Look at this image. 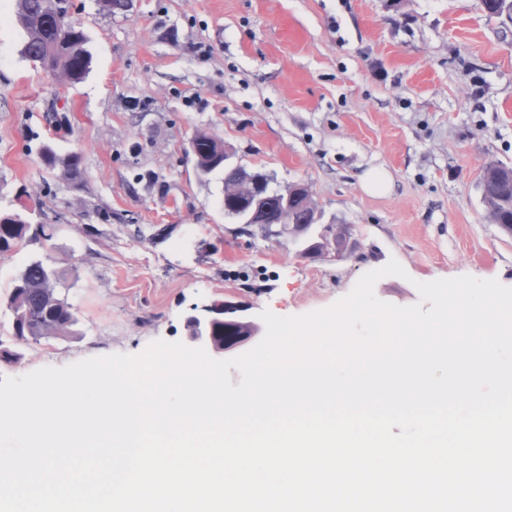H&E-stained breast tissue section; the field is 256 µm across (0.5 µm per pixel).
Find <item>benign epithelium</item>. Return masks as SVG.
Masks as SVG:
<instances>
[{"instance_id": "benign-epithelium-1", "label": "benign epithelium", "mask_w": 512, "mask_h": 512, "mask_svg": "<svg viewBox=\"0 0 512 512\" xmlns=\"http://www.w3.org/2000/svg\"><path fill=\"white\" fill-rule=\"evenodd\" d=\"M69 14L68 0H52L49 5L47 19L51 23H62L67 21ZM246 180L256 191L250 197L249 208H244V203L224 207V212L235 215L244 224L252 222L250 211H256L265 208L267 196L257 191V188L263 185V180L254 174H249ZM308 188L304 184L297 183L287 191L279 194L281 197L280 220L278 224L271 225L261 229L262 235L268 239L288 238V242L297 245L299 242L315 233L325 245L323 256L336 261H341L351 257L360 248L361 243L354 234L353 228L348 224H301L290 223L288 213L298 198L304 199V202H310V197L304 196ZM222 314L224 322V333H229L238 324L247 326V333L233 338H224V344L220 347L214 343V329L216 315ZM192 324V329L188 334V341L195 347H203L212 356H224L227 353H233L243 345L255 340L262 335V327L255 321L250 313V307L239 302L226 300L222 302H213L201 307H193V314L188 317Z\"/></svg>"}]
</instances>
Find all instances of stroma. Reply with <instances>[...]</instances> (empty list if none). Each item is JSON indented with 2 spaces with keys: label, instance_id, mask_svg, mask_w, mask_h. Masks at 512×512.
Masks as SVG:
<instances>
[{
  "label": "stroma",
  "instance_id": "obj_1",
  "mask_svg": "<svg viewBox=\"0 0 512 512\" xmlns=\"http://www.w3.org/2000/svg\"><path fill=\"white\" fill-rule=\"evenodd\" d=\"M15 7L0 0V212L27 206L54 231L0 254V338L2 301L34 259L79 323L19 345L0 377L186 341L195 304L326 308L393 259L405 277L374 291L397 306L437 279L512 287V235L477 188L487 163L512 165V34L481 0H135L123 15L69 0L92 54L73 84L22 58ZM199 131L272 189L307 184L360 251L307 260L243 231L223 172L197 174ZM47 146L78 157L80 184L44 163ZM372 169L389 176L383 195L362 188Z\"/></svg>",
  "mask_w": 512,
  "mask_h": 512
}]
</instances>
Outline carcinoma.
Returning a JSON list of instances; mask_svg holds the SVG:
<instances>
[{"label":"carcinoma","mask_w":512,"mask_h":512,"mask_svg":"<svg viewBox=\"0 0 512 512\" xmlns=\"http://www.w3.org/2000/svg\"><path fill=\"white\" fill-rule=\"evenodd\" d=\"M47 0H17V19L25 31L22 55L34 65L45 68V50L53 46L58 54L54 60L55 73L68 82L83 79L90 70L91 56L85 49V37L71 22L49 25L45 19ZM489 15L512 19V0H482ZM196 167L212 173L213 163L224 142L205 133L195 134ZM44 161L50 167L57 165L64 176L77 175L78 159L59 156L52 148L44 150ZM486 185L483 202L487 218L512 235V167L490 162L484 167ZM269 196L267 209L255 215L254 223L271 222L279 212V200L269 186H264ZM31 226V213L10 212L0 215V253L12 251L23 245ZM59 275L40 260L28 262L19 272L7 298L6 306L13 313L12 340L16 343L39 341L44 338L69 335L74 332L78 319L66 300L56 291Z\"/></svg>","instance_id":"cac0c4a2"}]
</instances>
